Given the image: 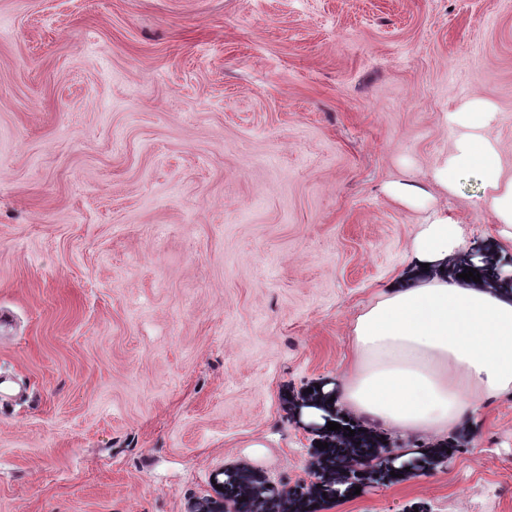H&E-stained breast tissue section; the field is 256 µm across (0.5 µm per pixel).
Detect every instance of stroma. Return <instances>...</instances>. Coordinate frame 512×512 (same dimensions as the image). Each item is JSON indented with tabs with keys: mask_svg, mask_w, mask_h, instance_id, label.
I'll list each match as a JSON object with an SVG mask.
<instances>
[{
	"mask_svg": "<svg viewBox=\"0 0 512 512\" xmlns=\"http://www.w3.org/2000/svg\"><path fill=\"white\" fill-rule=\"evenodd\" d=\"M474 98L511 161L512 0H0V512H512L511 400L334 500L297 418Z\"/></svg>",
	"mask_w": 512,
	"mask_h": 512,
	"instance_id": "obj_1",
	"label": "stroma"
}]
</instances>
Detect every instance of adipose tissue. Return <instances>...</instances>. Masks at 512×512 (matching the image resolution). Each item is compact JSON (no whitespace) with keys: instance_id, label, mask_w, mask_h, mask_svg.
Returning a JSON list of instances; mask_svg holds the SVG:
<instances>
[{"instance_id":"adipose-tissue-1","label":"adipose tissue","mask_w":512,"mask_h":512,"mask_svg":"<svg viewBox=\"0 0 512 512\" xmlns=\"http://www.w3.org/2000/svg\"><path fill=\"white\" fill-rule=\"evenodd\" d=\"M495 117L483 100L449 113L457 136L431 180L452 194L462 175L477 173L498 245L512 248V174L486 133ZM466 250L461 221L445 211L417 225L406 270L353 320L349 362L300 407L304 425L322 430L348 419L370 434L392 431L432 446L488 401L512 399V265L487 273L483 256L468 257L482 272L468 282L455 267Z\"/></svg>"}]
</instances>
